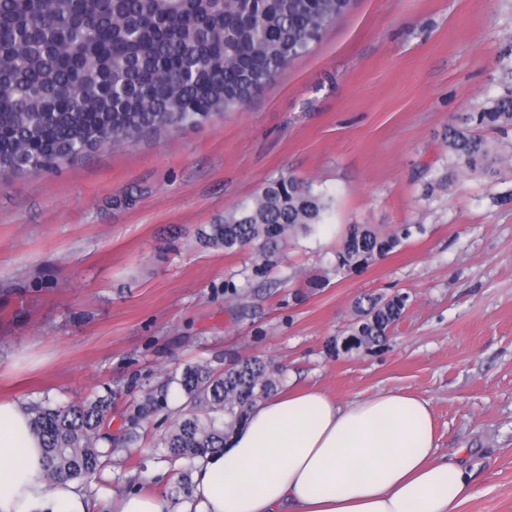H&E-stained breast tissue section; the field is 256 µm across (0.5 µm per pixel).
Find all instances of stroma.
Segmentation results:
<instances>
[{"instance_id":"1","label":"stroma","mask_w":512,"mask_h":512,"mask_svg":"<svg viewBox=\"0 0 512 512\" xmlns=\"http://www.w3.org/2000/svg\"><path fill=\"white\" fill-rule=\"evenodd\" d=\"M510 93L512 0H354L240 109L1 180L0 400L108 392L117 428L187 365L258 356L285 392L428 399L439 452L473 473L459 512H512V133L486 134L492 178L444 140ZM281 175L331 212L265 276L198 242ZM352 224L414 233L342 275ZM397 292L411 305L385 344L337 354L358 298ZM166 429L151 416L137 454L113 453L94 506L168 496Z\"/></svg>"}]
</instances>
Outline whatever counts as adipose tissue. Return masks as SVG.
I'll use <instances>...</instances> for the list:
<instances>
[{"label": "adipose tissue", "instance_id": "obj_1", "mask_svg": "<svg viewBox=\"0 0 512 512\" xmlns=\"http://www.w3.org/2000/svg\"><path fill=\"white\" fill-rule=\"evenodd\" d=\"M23 405L0 401V512H91L72 480L47 488ZM472 476L437 452L429 401L388 391L341 405L272 396L194 475L197 512H458Z\"/></svg>", "mask_w": 512, "mask_h": 512}]
</instances>
